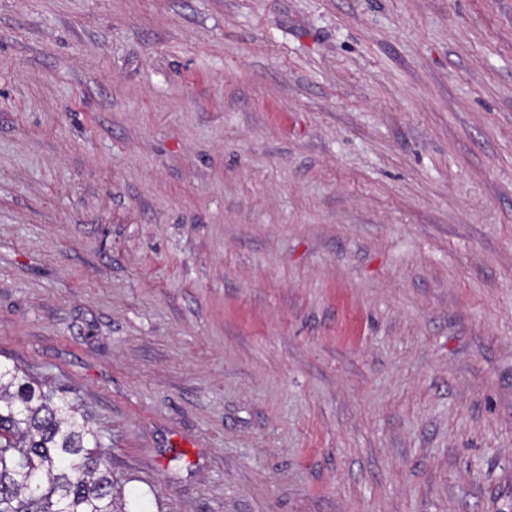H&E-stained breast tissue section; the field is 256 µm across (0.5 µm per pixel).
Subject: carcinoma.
Listing matches in <instances>:
<instances>
[{
  "label": "carcinoma",
  "instance_id": "obj_1",
  "mask_svg": "<svg viewBox=\"0 0 512 512\" xmlns=\"http://www.w3.org/2000/svg\"><path fill=\"white\" fill-rule=\"evenodd\" d=\"M111 462L66 397L0 365V512H150L116 504Z\"/></svg>",
  "mask_w": 512,
  "mask_h": 512
}]
</instances>
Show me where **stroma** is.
<instances>
[{"instance_id":"1","label":"stroma","mask_w":512,"mask_h":512,"mask_svg":"<svg viewBox=\"0 0 512 512\" xmlns=\"http://www.w3.org/2000/svg\"><path fill=\"white\" fill-rule=\"evenodd\" d=\"M0 362L153 512H512V0H0Z\"/></svg>"}]
</instances>
